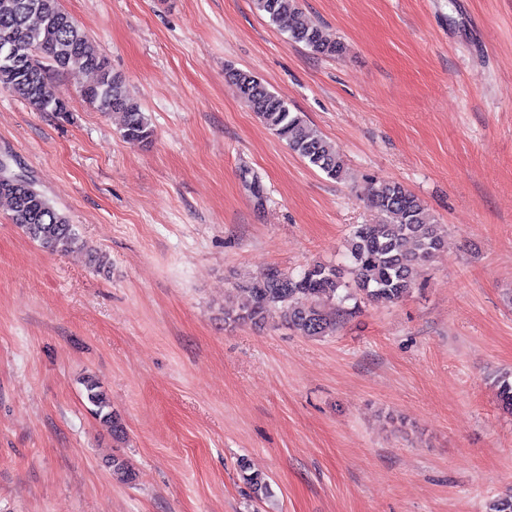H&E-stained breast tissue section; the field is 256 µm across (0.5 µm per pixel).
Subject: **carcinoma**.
<instances>
[{"label": "carcinoma", "instance_id": "cac0c4a2", "mask_svg": "<svg viewBox=\"0 0 512 512\" xmlns=\"http://www.w3.org/2000/svg\"><path fill=\"white\" fill-rule=\"evenodd\" d=\"M288 39L313 53L334 56L341 45L328 40L298 7V0H254ZM13 51L0 58V87L7 89L37 112L69 118L65 93L48 76L44 61L74 77L93 73V83L80 86L81 96L99 112L123 117V137L132 144L149 142L154 134L151 117L131 95L124 77L112 71L96 43L59 5V0H0V49ZM226 74L238 87L247 106L289 150L332 180L346 178L344 160L325 137L300 112L272 93L252 73L229 69ZM372 198L380 212L376 224L354 226L347 240V270L317 263L298 274L270 269L242 286L243 299L234 312L224 313L232 322L262 325L277 317L302 336L323 337L336 331L341 307L330 311L326 302H344L360 295L369 302H394L406 297L421 275L423 263L444 244L442 225L431 224L420 198L398 182L374 184ZM0 201L25 234L53 252L67 253L81 240L68 217L55 208L33 182L17 179L0 183ZM351 276L346 282L345 275ZM91 412L109 425L121 440L125 427L99 382L84 380ZM241 477L252 498L271 496L270 483L261 473L239 461Z\"/></svg>", "mask_w": 512, "mask_h": 512}]
</instances>
